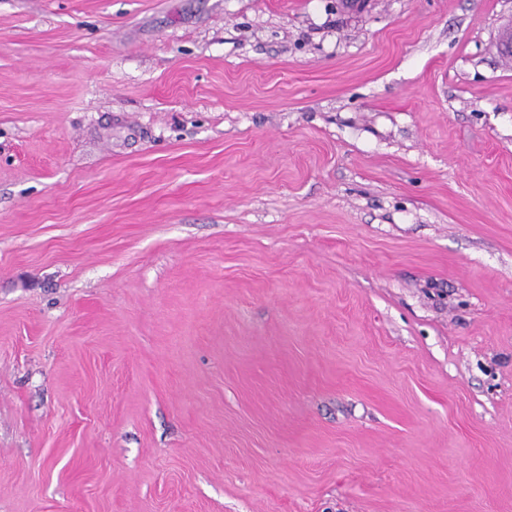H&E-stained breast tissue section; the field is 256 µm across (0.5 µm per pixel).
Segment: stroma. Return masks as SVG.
I'll return each instance as SVG.
<instances>
[{"label": "stroma", "mask_w": 512, "mask_h": 512, "mask_svg": "<svg viewBox=\"0 0 512 512\" xmlns=\"http://www.w3.org/2000/svg\"><path fill=\"white\" fill-rule=\"evenodd\" d=\"M512 0H0V512H512Z\"/></svg>", "instance_id": "obj_1"}]
</instances>
